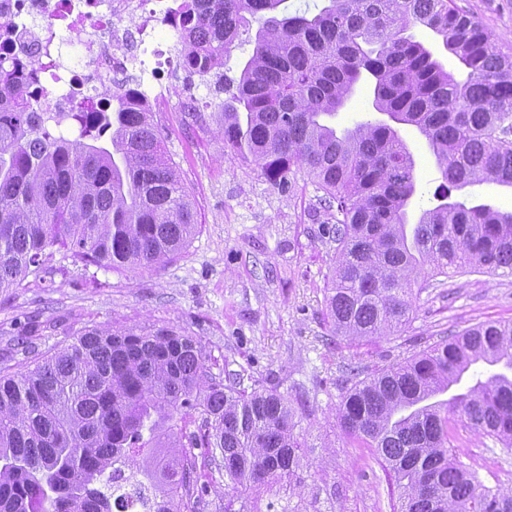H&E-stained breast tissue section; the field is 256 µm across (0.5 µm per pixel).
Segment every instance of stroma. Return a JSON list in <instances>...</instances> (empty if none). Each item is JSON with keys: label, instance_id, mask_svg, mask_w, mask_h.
I'll return each instance as SVG.
<instances>
[{"label": "stroma", "instance_id": "1", "mask_svg": "<svg viewBox=\"0 0 512 512\" xmlns=\"http://www.w3.org/2000/svg\"><path fill=\"white\" fill-rule=\"evenodd\" d=\"M512 55V0H455ZM197 92L210 112L195 122L156 114L163 146L176 163L196 214L186 246L158 269L108 268L54 253L42 279L0 291V368L74 342L84 330H149L167 324L198 338L213 374L238 388L277 389L295 410L303 461L290 482L240 496L243 512H396L397 493L371 449L347 438L336 416L346 392L462 330L512 323V273H422L402 331L350 342L333 334L325 296L338 260L332 211L303 170L272 185L258 166L225 148L222 95ZM369 84L356 87L331 119L343 130L376 120ZM415 160L410 222L436 204L442 176L426 137L399 128ZM463 467L483 484L512 487V447L451 424ZM206 490L195 512H224V463L201 464Z\"/></svg>", "mask_w": 512, "mask_h": 512}]
</instances>
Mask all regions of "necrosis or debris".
Returning <instances> with one entry per match:
<instances>
[{"instance_id": "obj_1", "label": "necrosis or debris", "mask_w": 512, "mask_h": 512, "mask_svg": "<svg viewBox=\"0 0 512 512\" xmlns=\"http://www.w3.org/2000/svg\"><path fill=\"white\" fill-rule=\"evenodd\" d=\"M170 10L169 0H0V64L24 69L33 111L63 129L70 113L100 111L104 80L143 111L166 112L168 87L149 93L144 77L171 70L188 52ZM128 17L135 29L124 26Z\"/></svg>"}]
</instances>
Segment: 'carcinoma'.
Here are the masks:
<instances>
[{"label":"carcinoma","instance_id":"1","mask_svg":"<svg viewBox=\"0 0 512 512\" xmlns=\"http://www.w3.org/2000/svg\"><path fill=\"white\" fill-rule=\"evenodd\" d=\"M182 0L204 74L259 23L239 75L224 79V146L274 185L292 168L336 208L338 264L326 295L333 333L392 335L407 321L423 265L512 271V210L452 200L469 184L512 188V57L454 0ZM422 25L469 70L462 84L408 30ZM390 122L324 123L358 84ZM74 112L70 140L38 124L18 72L0 66V289L40 277L58 247L96 265L156 269L195 233L192 205L149 112L117 98ZM428 140L444 184L408 223L414 159L398 127ZM484 362L501 370L468 384ZM201 341L162 324L95 328L26 371H0V512H193L198 459L220 450L234 498L290 478L301 444L275 391L228 386ZM512 444V324L485 323L355 384L337 420L374 449L399 512H512V488L479 483L448 448L450 416ZM201 417V425L188 428Z\"/></svg>","mask_w":512,"mask_h":512}]
</instances>
